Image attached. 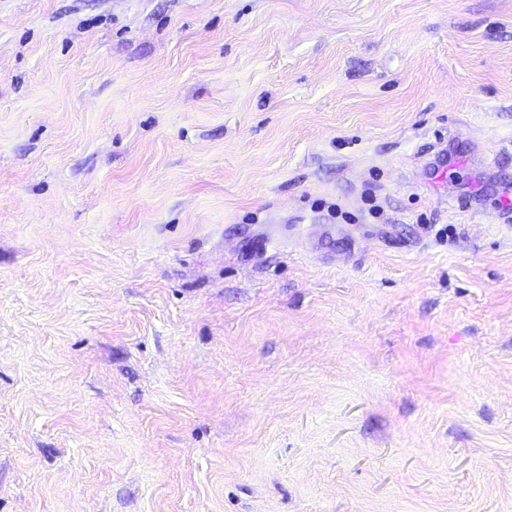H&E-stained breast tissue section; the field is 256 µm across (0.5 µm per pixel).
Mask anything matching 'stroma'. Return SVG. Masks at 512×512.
<instances>
[{
  "instance_id": "35a3bbf8",
  "label": "stroma",
  "mask_w": 512,
  "mask_h": 512,
  "mask_svg": "<svg viewBox=\"0 0 512 512\" xmlns=\"http://www.w3.org/2000/svg\"><path fill=\"white\" fill-rule=\"evenodd\" d=\"M512 0H0V512H512Z\"/></svg>"
}]
</instances>
